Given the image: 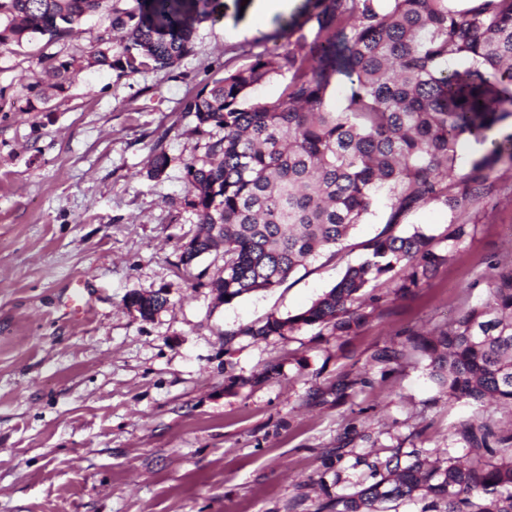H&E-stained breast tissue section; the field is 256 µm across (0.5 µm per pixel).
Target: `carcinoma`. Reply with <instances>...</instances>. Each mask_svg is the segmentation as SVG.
I'll use <instances>...</instances> for the list:
<instances>
[{"label":"carcinoma","instance_id":"carcinoma-1","mask_svg":"<svg viewBox=\"0 0 512 512\" xmlns=\"http://www.w3.org/2000/svg\"><path fill=\"white\" fill-rule=\"evenodd\" d=\"M106 0H0V47L36 36L62 38ZM218 0H136L112 8L118 44L102 36L91 64L135 76L170 71L194 47V24L210 18ZM313 25L294 47L227 70L190 97L185 116L208 138L205 155L184 165L186 205L198 218L182 245L189 266L224 248L223 275L212 286L223 302L281 286L323 252L335 258L382 189L392 195L384 228L365 244V258L309 308L269 315L233 336H284L305 327L318 335L349 336L381 301L370 295L381 280L406 293L427 283L450 253L472 234L453 224L438 248L421 229L400 231L403 215L422 204L456 210L490 190L500 162L512 167V135L492 142L469 172L450 182L464 134L481 138L512 116V0H477L464 10L448 0H316ZM457 68L448 70V62ZM74 63L50 60L47 72L62 92ZM273 74L288 76L275 99L246 104L252 89ZM349 86L340 111L326 107L337 78ZM150 175L170 157L157 141ZM488 297L447 325L371 355L385 370L410 352L430 361L431 376L450 401L465 399L512 409V260L499 263ZM149 319L168 298L131 294ZM465 451L432 457L394 449L368 465L372 482L348 496L328 497L316 512H398L420 501V512H512V426L492 416L459 424Z\"/></svg>","mask_w":512,"mask_h":512}]
</instances>
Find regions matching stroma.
Returning a JSON list of instances; mask_svg holds the SVG:
<instances>
[{
	"mask_svg": "<svg viewBox=\"0 0 512 512\" xmlns=\"http://www.w3.org/2000/svg\"><path fill=\"white\" fill-rule=\"evenodd\" d=\"M313 0H219L194 48L170 72L125 77L90 65L111 7L74 37L0 48V512H314L326 494L368 480L392 449L455 447L458 423L481 409L443 396L427 358L388 374L371 354L407 330L428 331L486 296L496 261L512 259V168L452 211L428 203L403 228L474 232L421 288L379 286L384 304L357 334L304 328L255 339L239 326L308 308L361 261L391 213L386 196L341 257H320L280 287L219 302L210 284L222 251L179 262L197 216L184 165L204 153L186 100L253 54H275L308 30ZM74 61L56 92L46 58ZM45 98L24 111L25 87ZM171 162L149 178L152 149ZM165 290L153 318L126 306ZM279 367L256 385H232ZM359 374L344 399L336 381Z\"/></svg>",
	"mask_w": 512,
	"mask_h": 512,
	"instance_id": "obj_1",
	"label": "stroma"
}]
</instances>
